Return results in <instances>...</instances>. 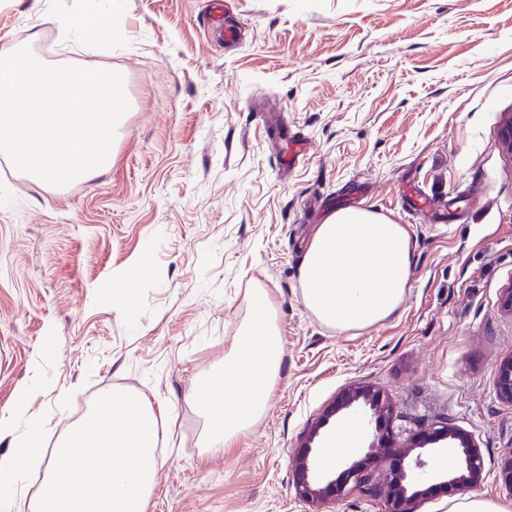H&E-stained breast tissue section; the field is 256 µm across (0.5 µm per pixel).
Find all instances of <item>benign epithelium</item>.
<instances>
[{
	"label": "benign epithelium",
	"mask_w": 512,
	"mask_h": 512,
	"mask_svg": "<svg viewBox=\"0 0 512 512\" xmlns=\"http://www.w3.org/2000/svg\"><path fill=\"white\" fill-rule=\"evenodd\" d=\"M497 394L501 401L512 405V357L506 359L499 368ZM360 401L369 406L370 413H364L357 406ZM338 409L346 410L349 414L363 419L368 428L366 455L387 449L392 452L395 460L404 461L409 458L413 462V465L408 468L393 467L389 476L392 491L383 500V512H415L418 495L408 493V487L404 485L407 480L415 482L425 478L436 479L440 487L455 490L464 486L473 488L483 479L484 461L478 445L467 435L453 432L446 426L434 430L427 442L430 445H440L437 449L439 453L447 454L456 447L462 449V473L458 476L428 473V462L422 458V453L418 452L419 444L414 441L406 448L394 447L392 403L389 397L379 389L354 387L341 395ZM323 426L324 423L318 422L311 427L309 434L301 443L305 451L295 458L296 496L316 507L315 512H321L319 506L336 501V497L346 493V488L359 490L369 480L363 469L345 460L339 461V464L344 466L341 472L342 480L339 483L330 478L328 471L320 467L317 458L312 455L311 444L321 436Z\"/></svg>",
	"instance_id": "obj_1"
}]
</instances>
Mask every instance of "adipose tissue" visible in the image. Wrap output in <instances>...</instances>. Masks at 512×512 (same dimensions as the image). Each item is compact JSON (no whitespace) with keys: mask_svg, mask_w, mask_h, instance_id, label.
I'll use <instances>...</instances> for the list:
<instances>
[{"mask_svg":"<svg viewBox=\"0 0 512 512\" xmlns=\"http://www.w3.org/2000/svg\"><path fill=\"white\" fill-rule=\"evenodd\" d=\"M113 0H83L81 11L53 16L69 35L87 20L108 27ZM414 246L405 225L368 209L341 210L316 229L302 262L300 288L305 305L339 332L364 330L394 316L411 287ZM255 312L239 330L223 371L195 390L208 423L205 449L223 452L264 413L268 391L280 367L281 339L268 294H251ZM30 396L20 393L10 416L0 417V440L10 442L0 455V512H12V497L23 484L28 464L41 457L42 426L29 413ZM29 428L17 433L15 422Z\"/></svg>","mask_w":512,"mask_h":512,"instance_id":"obj_1","label":"adipose tissue"}]
</instances>
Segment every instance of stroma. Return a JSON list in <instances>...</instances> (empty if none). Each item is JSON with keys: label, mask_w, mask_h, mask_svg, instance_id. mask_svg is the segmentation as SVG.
Returning <instances> with one entry per match:
<instances>
[{"label": "stroma", "mask_w": 512, "mask_h": 512, "mask_svg": "<svg viewBox=\"0 0 512 512\" xmlns=\"http://www.w3.org/2000/svg\"><path fill=\"white\" fill-rule=\"evenodd\" d=\"M223 3L215 24L209 0H119L107 39L49 22L81 0H0V48L119 72L130 103L111 167L76 189L0 155V414L33 388L53 444L105 392H130L164 418L146 512H309L300 439L319 421L342 433L334 401L371 386L401 440L444 424L471 436L477 494L512 512V405L496 394L512 357V0ZM293 143L306 150L288 169ZM351 195L408 227L414 266L394 317L339 332L305 306L300 272L319 207ZM256 288L278 316L279 378L254 427L210 454L192 393Z\"/></svg>", "instance_id": "stroma-1"}]
</instances>
